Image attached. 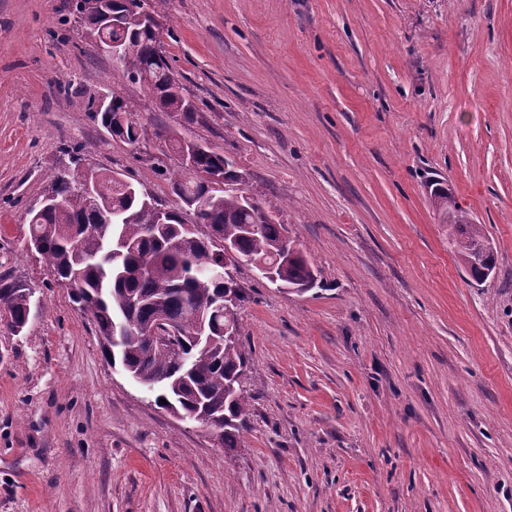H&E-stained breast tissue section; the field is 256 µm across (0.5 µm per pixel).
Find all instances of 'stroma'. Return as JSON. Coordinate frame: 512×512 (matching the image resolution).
<instances>
[{"instance_id":"obj_1","label":"stroma","mask_w":512,"mask_h":512,"mask_svg":"<svg viewBox=\"0 0 512 512\" xmlns=\"http://www.w3.org/2000/svg\"><path fill=\"white\" fill-rule=\"evenodd\" d=\"M71 0H0V512H512V0H156L195 108L142 113L230 158L315 268L306 292L235 272L248 367L238 448L158 408L27 251L63 150L178 199L84 99L112 75ZM81 93L64 94L63 85ZM496 248L475 280L430 192ZM33 292L26 288H14L9 284L0 287V310L7 314V328L13 335H19L29 318Z\"/></svg>"}]
</instances>
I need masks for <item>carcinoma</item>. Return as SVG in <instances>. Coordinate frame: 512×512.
<instances>
[{
    "label": "carcinoma",
    "mask_w": 512,
    "mask_h": 512,
    "mask_svg": "<svg viewBox=\"0 0 512 512\" xmlns=\"http://www.w3.org/2000/svg\"><path fill=\"white\" fill-rule=\"evenodd\" d=\"M102 0H76L74 13L93 38L119 41L127 57L138 63L131 74L119 66L112 76L138 83L147 90V102L137 105L119 94H112L115 109L98 108L95 100L85 108L112 139L129 146L145 141L140 122L142 112H180L185 120L195 109L183 94V87L160 50V35L133 23L103 27L98 12ZM74 167L88 161L89 151L76 144L64 151ZM227 158L209 150L193 164L175 168L165 162L152 170L168 177L171 192L187 210L167 212L159 223V203L144 197L141 189L131 195L107 173L87 166L95 184L89 194L82 183L60 173L50 182L36 186L39 198L55 194L58 206L28 213L27 247L45 258L56 281L66 285L70 298L82 312L90 315L99 333L106 359L119 360L129 376L142 385L154 386L155 403L165 399L163 408L174 415L197 420L211 419L219 425L224 447L238 446L246 430L248 396L242 386L247 358L242 350L238 306L231 317L216 319L213 335H199L200 322L195 311L204 308L220 292L244 300V292L230 271L233 258L224 259L227 242L236 256L251 262L273 263L284 249L291 250L288 261L274 267L277 283L306 291L317 283V274L308 260L293 246L285 225L267 216L261 202L246 188L247 174L236 167H224ZM224 171L227 187L206 190L203 172ZM434 203L448 215V239L459 261L470 275L482 281L496 268L494 248L481 224L473 222L448 188L433 189ZM202 224L210 234L202 237L186 228ZM151 269L138 274L144 261ZM33 293L26 288L0 286V308L7 314V328L20 334L29 318ZM154 324L164 320L181 336L185 353L193 356L189 365L176 361L163 349L152 350L140 336H122L112 342V325ZM233 323V337L221 334L220 327Z\"/></svg>",
    "instance_id": "cac0c4a2"
}]
</instances>
